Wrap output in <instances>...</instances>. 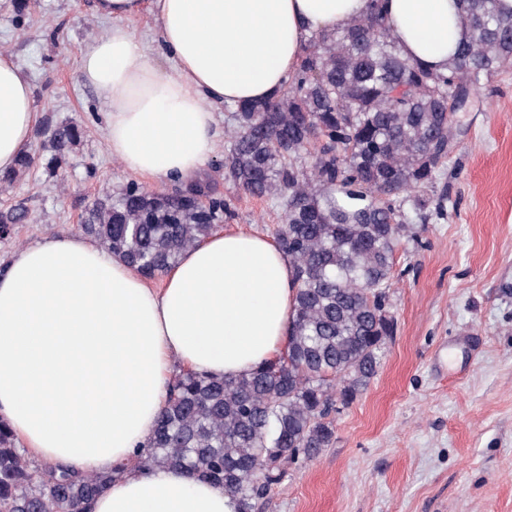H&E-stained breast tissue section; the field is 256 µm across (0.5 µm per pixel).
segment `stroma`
I'll return each instance as SVG.
<instances>
[{"label": "stroma", "mask_w": 512, "mask_h": 512, "mask_svg": "<svg viewBox=\"0 0 512 512\" xmlns=\"http://www.w3.org/2000/svg\"><path fill=\"white\" fill-rule=\"evenodd\" d=\"M91 0H0V50L32 83L33 104L81 125L64 176L35 168L0 184L30 222L0 240V261L47 236L77 233L95 199L134 181L108 151L105 112L81 74L86 45L111 21ZM437 185L445 213L411 226L396 253L397 323L369 388L335 416L314 460L287 466L258 512H512V68L483 83ZM222 190L229 231L271 235L282 211Z\"/></svg>", "instance_id": "35a3bbf8"}]
</instances>
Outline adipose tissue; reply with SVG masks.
Listing matches in <instances>:
<instances>
[{"mask_svg":"<svg viewBox=\"0 0 512 512\" xmlns=\"http://www.w3.org/2000/svg\"><path fill=\"white\" fill-rule=\"evenodd\" d=\"M367 0H91L111 29L83 53L113 157L151 183L195 177L213 155L215 106L272 98L315 32L345 27ZM402 54L443 71L467 30L456 0H385ZM150 17L167 74L130 21ZM163 59V60H164ZM40 122L32 86L0 53V172ZM293 268L272 238L216 230L160 287L81 235L18 250L0 274V418L36 458L86 473L126 461L152 435L174 366L235 377L288 340ZM93 512H239L209 482L134 469Z\"/></svg>","mask_w":512,"mask_h":512,"instance_id":"adipose-tissue-1","label":"adipose tissue"}]
</instances>
